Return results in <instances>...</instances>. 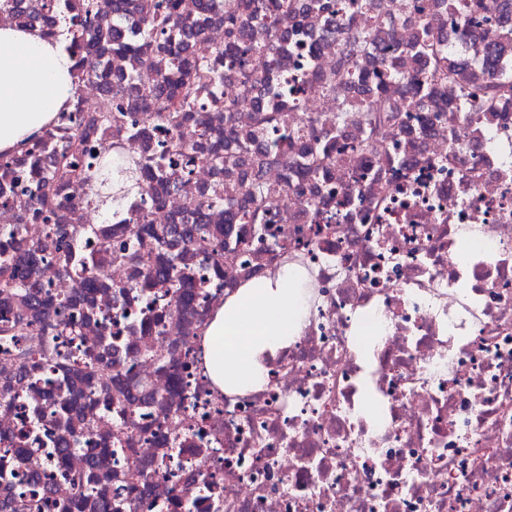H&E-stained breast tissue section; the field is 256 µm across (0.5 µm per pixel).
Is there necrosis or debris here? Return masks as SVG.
Instances as JSON below:
<instances>
[{
	"label": "necrosis or debris",
	"mask_w": 512,
	"mask_h": 512,
	"mask_svg": "<svg viewBox=\"0 0 512 512\" xmlns=\"http://www.w3.org/2000/svg\"><path fill=\"white\" fill-rule=\"evenodd\" d=\"M331 28L292 20L275 45L264 19L250 20L256 54L254 93L243 94L221 53L224 14L201 17L182 0L201 33L192 50L215 61L221 103L176 130L148 111L141 91L111 97L112 82L141 79L142 54L101 53L109 80L78 93L68 129L84 132L97 158L132 163L170 142L201 144L203 159L170 187L137 193L94 221L91 186L46 187L50 219L28 189L26 164L0 167V252L22 261L42 302L0 307L31 329L55 319L58 297L74 296L52 366L21 358L0 339V512H31L33 492L71 495L70 477L94 481L73 512H512V93L482 109L485 85L512 76V10L484 13L457 0L482 25L458 36L448 0H385L384 12L354 0H326ZM437 36L452 63L450 79L431 84L410 47L419 30ZM375 37L351 61L354 78L322 90L356 33ZM392 68L402 81L379 82ZM423 79L420 111L404 108L405 80ZM474 95L460 99L461 88ZM236 100L232 111L224 103ZM132 113L137 134L105 128V103ZM279 104L274 123L259 111ZM312 127L336 137L331 161L304 177L300 138ZM287 138L280 153L251 165L249 154ZM210 152L224 155L216 166ZM277 190L274 208L253 220L243 184ZM218 194L219 207L203 206ZM241 220L224 221L225 208ZM201 223L224 241V260L207 261L183 229ZM19 227L7 237L5 229ZM171 267L195 288L179 302L152 285L147 271ZM94 269L95 288L79 283ZM299 274L305 319L267 363V382L244 394L218 391L203 360L201 331L243 283ZM380 331L365 351L364 329ZM73 429L58 453V409Z\"/></svg>",
	"instance_id": "4bbe7bcc"
}]
</instances>
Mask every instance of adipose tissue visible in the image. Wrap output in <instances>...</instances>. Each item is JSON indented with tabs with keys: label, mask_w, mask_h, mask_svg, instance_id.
Here are the masks:
<instances>
[{
	"label": "adipose tissue",
	"mask_w": 512,
	"mask_h": 512,
	"mask_svg": "<svg viewBox=\"0 0 512 512\" xmlns=\"http://www.w3.org/2000/svg\"><path fill=\"white\" fill-rule=\"evenodd\" d=\"M62 41L41 31L0 26V154L53 124L77 91ZM303 320L301 286L292 273L255 277L231 295L204 331L205 369L219 389L257 388L261 357L287 345Z\"/></svg>",
	"instance_id": "1"
}]
</instances>
